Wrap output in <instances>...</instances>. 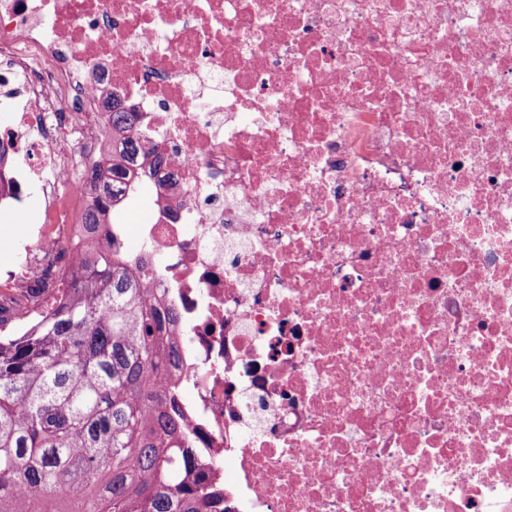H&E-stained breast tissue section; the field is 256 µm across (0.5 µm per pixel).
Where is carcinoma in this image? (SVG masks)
Segmentation results:
<instances>
[{
	"label": "carcinoma",
	"instance_id": "obj_1",
	"mask_svg": "<svg viewBox=\"0 0 512 512\" xmlns=\"http://www.w3.org/2000/svg\"><path fill=\"white\" fill-rule=\"evenodd\" d=\"M124 134L81 229L104 224L107 201L126 191L140 159L167 167L136 133L139 115L114 101ZM65 295L18 334H0V512H231L209 461L184 446L190 423L179 390L161 380L181 358L167 328L176 309L152 297L145 278L96 242L76 255Z\"/></svg>",
	"mask_w": 512,
	"mask_h": 512
}]
</instances>
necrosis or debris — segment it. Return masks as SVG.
<instances>
[{"label":"necrosis or debris","mask_w":512,"mask_h":512,"mask_svg":"<svg viewBox=\"0 0 512 512\" xmlns=\"http://www.w3.org/2000/svg\"><path fill=\"white\" fill-rule=\"evenodd\" d=\"M113 98L233 512H512V0H0V330L75 275ZM1 212L0 220V275L17 262L18 244L25 243L32 235L35 224H5Z\"/></svg>","instance_id":"4bbe7bcc"}]
</instances>
